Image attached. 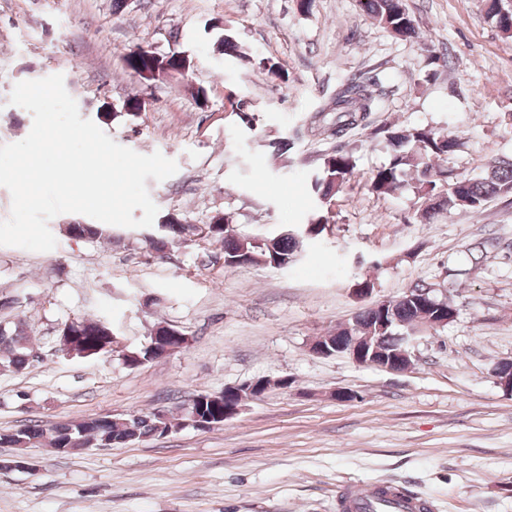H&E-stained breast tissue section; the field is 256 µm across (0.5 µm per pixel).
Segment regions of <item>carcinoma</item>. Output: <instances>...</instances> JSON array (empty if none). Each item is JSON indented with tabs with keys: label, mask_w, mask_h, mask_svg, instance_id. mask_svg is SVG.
I'll use <instances>...</instances> for the list:
<instances>
[{
	"label": "carcinoma",
	"mask_w": 512,
	"mask_h": 512,
	"mask_svg": "<svg viewBox=\"0 0 512 512\" xmlns=\"http://www.w3.org/2000/svg\"><path fill=\"white\" fill-rule=\"evenodd\" d=\"M360 8L394 36L410 39L418 35L405 0H359ZM215 53L232 59L246 56L243 44L233 35L223 33L212 45ZM123 66L138 78L144 87L157 81L179 80L196 67L195 57L176 48L158 53L141 45H134L122 55ZM148 100L140 95L127 98L121 110L102 114L103 123L120 118L135 119L146 111ZM378 100L370 79L354 76L338 86L330 101L311 116L312 123L324 128L332 136L341 138L359 126H363L370 113L376 111ZM387 140L392 148L391 159L378 168L370 178L371 190L378 195H389L401 186V176L406 171L415 175L416 190L423 199L421 216L432 219L444 210L463 209L474 214L482 213L490 199L512 188V159H500L489 166L485 177L480 179L458 177L441 163L455 154L458 140L444 132L431 129H386ZM356 162L353 154L338 150L323 159L311 181L312 192L324 211L327 203L342 190L344 183L354 173ZM167 222L159 234L150 240L152 248L162 253L169 246L194 237L217 243L224 250V266L241 267L264 264L286 268L303 256L304 242L320 236L326 230L329 217L322 214L317 221L306 225L308 231L291 227L283 233L259 237L233 235L229 232V218L217 210L203 222L205 230L189 223L178 213L166 215ZM67 233L88 241L109 239L112 228L107 224H69ZM435 285L416 284L407 292L393 299L391 306L380 312L366 308L346 324L329 334L331 339L349 343L352 336L372 334L385 337L387 351L395 350L394 336L401 330L426 316L438 319L435 310H425L408 295L423 292L435 298ZM168 323L157 324L149 339L121 353V360L135 368L158 358V347L182 349V340L166 335ZM59 335L67 337L64 345L78 357L108 356L114 352L116 333L100 320L77 317L67 320L59 329ZM33 343L25 324H0V369L6 372H22L34 361ZM205 410L217 417L224 412V393L199 394L191 403L179 407L175 415L159 412L131 415L120 421L111 416H98L72 420L66 423L41 426L26 425L11 434L0 435V445L13 448L48 446L50 448H99L125 445L171 433L190 419L193 411Z\"/></svg>",
	"instance_id": "carcinoma-1"
}]
</instances>
